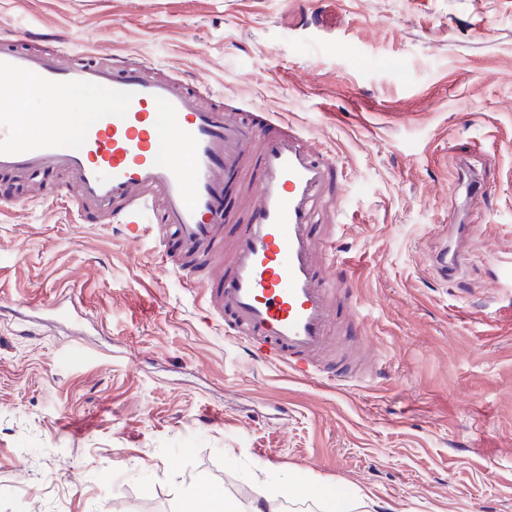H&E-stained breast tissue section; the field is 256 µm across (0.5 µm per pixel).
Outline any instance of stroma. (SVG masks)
Returning <instances> with one entry per match:
<instances>
[{
  "label": "stroma",
  "mask_w": 512,
  "mask_h": 512,
  "mask_svg": "<svg viewBox=\"0 0 512 512\" xmlns=\"http://www.w3.org/2000/svg\"><path fill=\"white\" fill-rule=\"evenodd\" d=\"M0 0V33L148 57L225 107L298 125L346 185L337 275L381 377L300 379L225 336L198 290L71 207L63 176L0 174V512L245 505L301 473L361 512H512V0ZM485 168L467 193L460 161ZM468 224L463 285L433 273ZM81 297L75 330L11 309Z\"/></svg>",
  "instance_id": "35a3bbf8"
}]
</instances>
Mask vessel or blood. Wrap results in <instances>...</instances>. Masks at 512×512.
<instances>
[{
  "label": "vessel or blood",
  "instance_id": "vessel-or-blood-1",
  "mask_svg": "<svg viewBox=\"0 0 512 512\" xmlns=\"http://www.w3.org/2000/svg\"><path fill=\"white\" fill-rule=\"evenodd\" d=\"M0 75L13 104L50 101L63 87L106 95L71 144L67 132L33 134L28 113H0V174H64L72 205L128 234L151 226L161 273L202 292L224 333L244 340L296 375L342 386L348 363L320 370L339 318L357 322L352 300L338 303L336 237L318 235L343 187L337 165L304 131L259 108H205L195 87L167 77L152 60L95 62L31 37L0 36ZM432 267L443 281L460 278L469 227H442ZM75 296L42 314L15 312L23 335L35 323L73 320Z\"/></svg>",
  "mask_w": 512,
  "mask_h": 512
}]
</instances>
